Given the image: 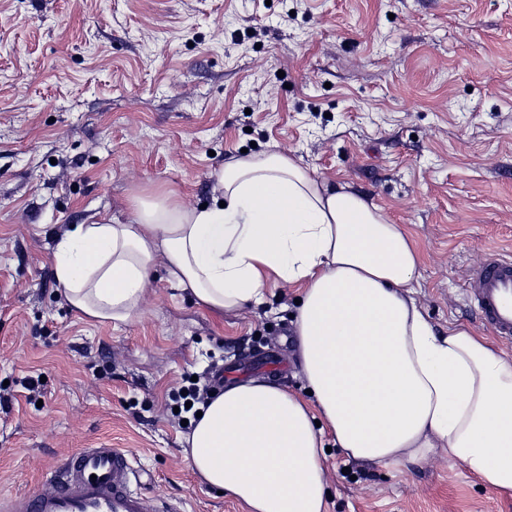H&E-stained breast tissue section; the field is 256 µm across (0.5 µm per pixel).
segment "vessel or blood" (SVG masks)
Wrapping results in <instances>:
<instances>
[{
    "label": "vessel or blood",
    "mask_w": 512,
    "mask_h": 512,
    "mask_svg": "<svg viewBox=\"0 0 512 512\" xmlns=\"http://www.w3.org/2000/svg\"><path fill=\"white\" fill-rule=\"evenodd\" d=\"M467 297L495 336L512 342V258L493 256L474 274ZM127 454L117 448H83L64 458L48 494L12 498L10 512H145L141 493L130 487Z\"/></svg>",
    "instance_id": "1"
}]
</instances>
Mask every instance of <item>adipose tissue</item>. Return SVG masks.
<instances>
[{"label":"adipose tissue","mask_w":512,"mask_h":512,"mask_svg":"<svg viewBox=\"0 0 512 512\" xmlns=\"http://www.w3.org/2000/svg\"><path fill=\"white\" fill-rule=\"evenodd\" d=\"M217 203L133 196L131 217L76 224L52 262L71 310L127 323L157 256L168 281L218 311L300 287L295 339L311 396L249 377L202 405L185 456L248 512H325L326 441L373 464L442 447L512 492V357L485 337L436 330L413 296L420 254L363 194L270 151L228 161Z\"/></svg>","instance_id":"adipose-tissue-1"}]
</instances>
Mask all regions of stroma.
Segmentation results:
<instances>
[{
	"instance_id": "35a3bbf8",
	"label": "stroma",
	"mask_w": 512,
	"mask_h": 512,
	"mask_svg": "<svg viewBox=\"0 0 512 512\" xmlns=\"http://www.w3.org/2000/svg\"><path fill=\"white\" fill-rule=\"evenodd\" d=\"M250 146L366 194L419 247L436 329L488 335L465 288L512 256V0H0V503L120 448L148 512H245L185 460L179 393L230 366L302 389L297 290L212 311L159 257L142 316L102 325L51 257L132 195L212 203ZM324 466L327 512H512L444 448Z\"/></svg>"
}]
</instances>
